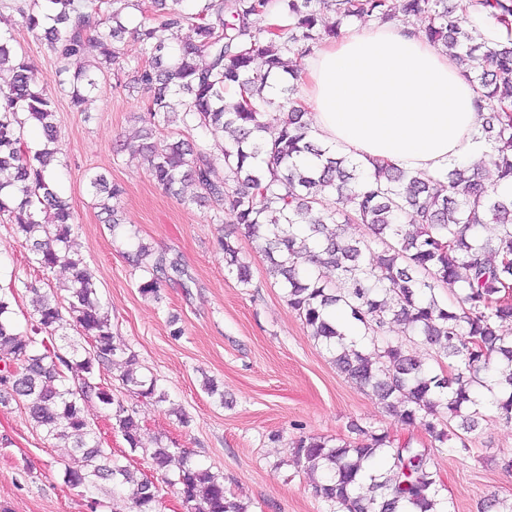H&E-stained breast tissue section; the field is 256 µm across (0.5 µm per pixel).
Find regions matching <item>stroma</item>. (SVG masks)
Returning <instances> with one entry per match:
<instances>
[{"mask_svg": "<svg viewBox=\"0 0 512 512\" xmlns=\"http://www.w3.org/2000/svg\"><path fill=\"white\" fill-rule=\"evenodd\" d=\"M23 2L0 0V28H11L40 88L57 100L55 177L72 205L73 248L94 277L116 345L134 354L138 372L155 377L168 396L158 403L127 393L120 369L97 368L94 383L139 417L142 447L134 453L98 400L86 403L85 416L103 447L154 481L159 512H185L176 487L152 468L149 450L159 440L186 449L193 461L223 476L226 490L249 512H329L293 461L299 434L345 438L355 422L428 448L423 425L397 424L375 396L336 370L283 290L268 279L266 261L251 240L232 237L251 265V287L227 272L218 244L229 229L221 207L182 202L154 182L147 163L131 150L141 130L136 116L151 89H126L127 71L112 70L99 76L81 110H73L57 83L55 51L17 12ZM96 173L122 184L127 227L153 252L178 258L186 280L163 282L155 295L142 292L146 273L125 259L129 240L113 237L90 191ZM71 277L64 267L40 271L14 225L0 219V288L15 293L12 317L19 330L32 321L38 293L61 289ZM176 327L181 336H173ZM208 378L217 395L205 390ZM466 442L465 453H430L447 512H480L492 495L499 512H512V469L506 467L512 424L486 410ZM70 460V449L32 426L24 402L9 398L0 404V512H112L109 487L88 495L63 483L61 471ZM92 498L98 501L93 511Z\"/></svg>", "mask_w": 512, "mask_h": 512, "instance_id": "obj_1", "label": "stroma"}]
</instances>
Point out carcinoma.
<instances>
[{
    "mask_svg": "<svg viewBox=\"0 0 512 512\" xmlns=\"http://www.w3.org/2000/svg\"><path fill=\"white\" fill-rule=\"evenodd\" d=\"M94 0H33L18 7L26 28L44 31L57 52L59 85L69 86L79 108L84 91L95 87L91 74L122 69L116 42L126 32L121 10L102 18ZM202 0L195 13L166 10L157 25L144 22L131 31L141 63L132 84L146 85L152 99L141 116L143 156L154 181L183 201L207 199L224 206L230 223L254 240L268 261V275L285 290L288 305L313 339L332 352L336 370L371 390L398 423H423L431 447L466 451L453 419L470 433L483 420V404L512 423V40L491 44L469 27L468 6L489 11L512 27V0H470L448 8L447 0ZM336 14V25L320 28L321 9ZM423 20L421 34L448 49L477 85L479 107L487 110L482 131L496 144L485 159L495 171L489 182L479 168L452 165L441 177L411 175L375 163L366 169L311 135L312 120L293 98L300 69L285 52L299 43L318 44L338 35L352 18L374 16L390 22L397 14ZM265 26H257V22ZM185 24L196 40L174 48L169 34ZM96 33L99 58L84 63L87 37ZM10 31L0 32V70L12 78L0 89V215L24 237L33 260L44 270H72L63 299L54 291L39 295L30 334L11 318L14 292L0 290V387L11 379L28 419L47 437L72 449L63 482L84 492L112 482L121 492L114 512H155L158 490L97 441L83 405L96 398L116 420L131 451L141 448L136 411L112 392L92 383L96 367L126 366L122 383L131 393L167 401L157 381L135 374V356L117 348L108 311L100 304L90 271L71 251L74 215L57 189L50 168L56 148V100L38 88L31 66L19 56ZM281 82L283 118L272 124L266 109L268 78ZM42 135L33 151L23 139L27 121ZM178 124L227 136L224 178L217 159L202 145L173 136L153 142L160 128ZM90 185L117 229L124 188L101 174ZM344 205V209L336 205ZM53 211V224L38 212ZM495 224V238L479 228ZM363 224L368 236L343 237L342 225ZM224 264L238 283L252 282L249 264L229 239H219ZM128 259L151 275L141 285L155 293L162 280L182 277L181 263L138 243ZM331 270L335 278L323 279ZM73 325L94 345L80 354L71 346L48 355L43 334L59 335ZM391 324L436 348L450 360L443 375L410 355L405 342L387 336ZM81 376L70 384L69 375ZM358 442L301 435L292 442L296 464L314 477L316 494L334 512H438L440 481L424 448L394 445L388 432L357 424ZM150 458L155 470L179 493L186 512H247L224 488V480L190 461L181 448L157 441ZM368 486L369 494L362 492Z\"/></svg>",
    "mask_w": 512,
    "mask_h": 512,
    "instance_id": "1",
    "label": "carcinoma"
}]
</instances>
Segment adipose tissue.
<instances>
[{"instance_id":"adipose-tissue-1","label":"adipose tissue","mask_w":512,"mask_h":512,"mask_svg":"<svg viewBox=\"0 0 512 512\" xmlns=\"http://www.w3.org/2000/svg\"><path fill=\"white\" fill-rule=\"evenodd\" d=\"M296 97L326 147L366 166L437 177L492 150L461 66L410 26L348 27L305 62Z\"/></svg>"}]
</instances>
